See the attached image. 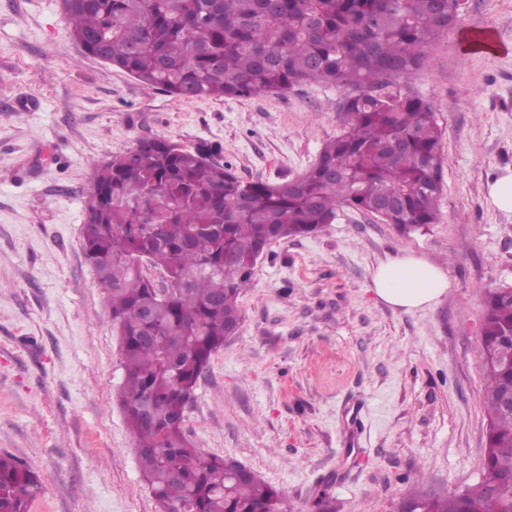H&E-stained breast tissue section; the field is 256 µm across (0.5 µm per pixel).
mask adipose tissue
<instances>
[{"label":"adipose tissue","mask_w":512,"mask_h":512,"mask_svg":"<svg viewBox=\"0 0 512 512\" xmlns=\"http://www.w3.org/2000/svg\"><path fill=\"white\" fill-rule=\"evenodd\" d=\"M372 281L383 302L406 311L431 306L450 286L441 267L407 253L382 262L374 270Z\"/></svg>","instance_id":"obj_1"}]
</instances>
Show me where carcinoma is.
I'll use <instances>...</instances> for the list:
<instances>
[{"label": "carcinoma", "instance_id": "1", "mask_svg": "<svg viewBox=\"0 0 512 512\" xmlns=\"http://www.w3.org/2000/svg\"><path fill=\"white\" fill-rule=\"evenodd\" d=\"M68 35L147 86L183 99L344 90L342 130L302 175L244 181L209 146L140 139L92 166L82 250L105 291L125 371L120 403L158 512H285L280 493L183 432L188 401L242 319L241 292L268 245L320 232L346 208L408 236L437 221L443 128L411 91L461 0H62ZM167 276L154 284L146 267ZM476 345L488 417L484 474L409 512H512V290L492 288ZM38 474L0 453V512H28Z\"/></svg>", "mask_w": 512, "mask_h": 512}]
</instances>
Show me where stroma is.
Here are the masks:
<instances>
[{"label":"stroma","instance_id":"1","mask_svg":"<svg viewBox=\"0 0 512 512\" xmlns=\"http://www.w3.org/2000/svg\"><path fill=\"white\" fill-rule=\"evenodd\" d=\"M489 31L495 50L464 35ZM443 136L439 219L411 238L344 210L272 242L239 298L243 321L201 377L185 433L316 512H393L483 474L487 418L476 340L483 294L512 285V0H466L411 84ZM341 89L180 99L85 56L60 0H0V452L42 492L30 512H156L119 404L120 344L81 247L93 164L139 139L208 145L245 180L292 179L340 130ZM407 251L442 266L435 304L382 302L372 274ZM490 195L499 209L512 212V172L499 177L490 185Z\"/></svg>","mask_w":512,"mask_h":512}]
</instances>
